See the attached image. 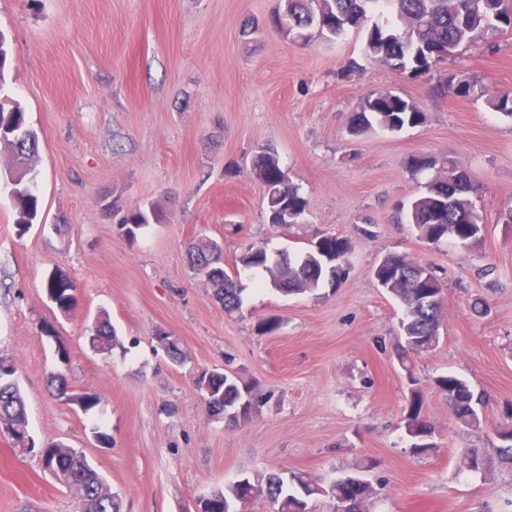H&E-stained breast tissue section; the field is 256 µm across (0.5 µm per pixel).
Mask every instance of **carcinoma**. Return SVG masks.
<instances>
[{
    "instance_id": "cac0c4a2",
    "label": "carcinoma",
    "mask_w": 512,
    "mask_h": 512,
    "mask_svg": "<svg viewBox=\"0 0 512 512\" xmlns=\"http://www.w3.org/2000/svg\"><path fill=\"white\" fill-rule=\"evenodd\" d=\"M268 25L294 42L342 39L352 29L365 31L364 54L398 75H415L421 65L432 72L439 65L454 59L462 49L475 45L488 34L512 26V0H281ZM11 63L10 44L0 32V91ZM461 97L483 98L494 112L512 118V91L490 92L478 80L461 82ZM425 115L413 101L392 90L374 92L351 113L347 133L359 137L376 129L400 132L421 124ZM0 127L23 131L18 145L3 147L10 155H18L26 177L33 178L38 153V136L26 125L21 107L0 106ZM447 178L434 177L408 206V223L422 242L437 246L454 240L464 247L481 241L486 231L485 218L476 198L477 188L467 171L450 159L443 163ZM256 177L267 187L264 197L269 224L300 223L307 211L308 200L301 188L292 183L280 167L279 158L271 148H265L254 158ZM0 192L12 202L17 232L24 234L39 223L38 200L32 187L11 188L8 175L0 178ZM167 215L158 207H138L123 219L128 234L151 224H163ZM217 241L201 237L189 249L194 272L205 279L214 296L233 314L242 309V289L237 275H231L220 263L213 261L211 245ZM351 239L323 237L312 248L295 254H281L277 260L265 247H250L240 256L235 271L262 269L276 290L287 294H305L329 287L336 288L345 278ZM377 286L382 288L402 308L399 333L394 355L411 385L409 407L403 427L410 450L416 455L436 450L434 427L422 415L423 395L416 388L414 359L434 351L441 340V317L444 306L443 285L434 271L405 254L388 253L371 270ZM74 285L62 273L48 277L47 297L63 317L72 316L76 309ZM155 339L175 362L183 351L179 339L165 332ZM120 342L112 330L107 315L102 313L91 328L89 346L106 354ZM9 371L0 373V427L28 430L25 402L14 381L17 367L13 358L0 355V363ZM434 386L448 400L450 417L456 424L480 426L488 398L467 379L448 373L433 380ZM195 385L202 394H211L205 402L212 417L230 414L228 423L238 425L250 420L260 402L253 389L237 375L205 369L195 376ZM53 395L66 404L88 411L97 397L69 389L64 375L50 378ZM497 442L493 452L471 448L463 458L470 471L486 472L496 463L512 467V426L495 430ZM28 452L35 453L44 470L60 469L67 474L66 486L76 491L79 506L86 512H121L119 495L111 492L86 453L63 442H51ZM367 480L360 470L353 469L330 484H324L305 472L273 470L262 477L246 478L248 490L255 491L272 506L273 512H312L311 503L324 500L330 512H369L373 493L348 488L347 482ZM239 486L227 484L213 494L216 512H226L228 506H239Z\"/></svg>"
}]
</instances>
